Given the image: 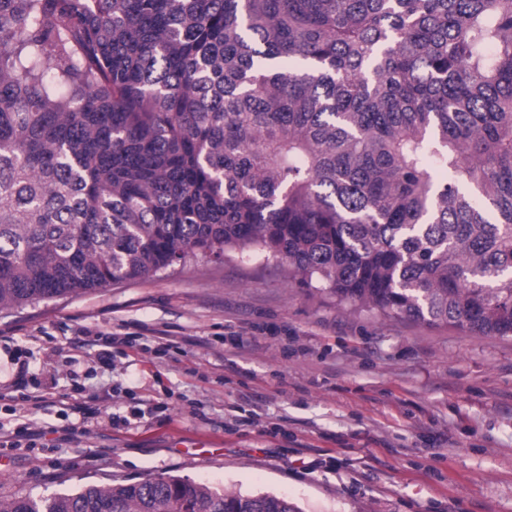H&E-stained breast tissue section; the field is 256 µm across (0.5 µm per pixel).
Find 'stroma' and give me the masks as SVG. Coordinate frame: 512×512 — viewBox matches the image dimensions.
<instances>
[{
	"instance_id": "35a3bbf8",
	"label": "stroma",
	"mask_w": 512,
	"mask_h": 512,
	"mask_svg": "<svg viewBox=\"0 0 512 512\" xmlns=\"http://www.w3.org/2000/svg\"><path fill=\"white\" fill-rule=\"evenodd\" d=\"M17 355L27 394L100 415L0 399L2 496L177 475L302 512H512V338L337 304L260 251L2 309L0 383Z\"/></svg>"
}]
</instances>
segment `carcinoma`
<instances>
[{"instance_id": "1", "label": "carcinoma", "mask_w": 512, "mask_h": 512, "mask_svg": "<svg viewBox=\"0 0 512 512\" xmlns=\"http://www.w3.org/2000/svg\"><path fill=\"white\" fill-rule=\"evenodd\" d=\"M265 252L512 336V0H0V308ZM0 512H300L174 475Z\"/></svg>"}]
</instances>
